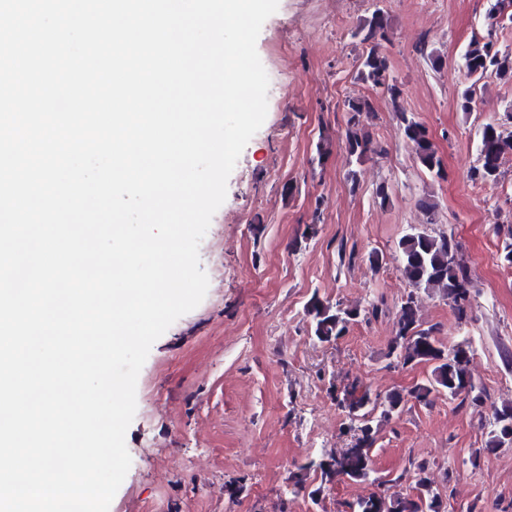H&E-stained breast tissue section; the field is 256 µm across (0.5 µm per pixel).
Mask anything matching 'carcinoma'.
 Listing matches in <instances>:
<instances>
[{
    "mask_svg": "<svg viewBox=\"0 0 512 512\" xmlns=\"http://www.w3.org/2000/svg\"><path fill=\"white\" fill-rule=\"evenodd\" d=\"M386 19L379 11L360 26L355 37L365 46L358 68V77L365 83L382 89L388 103L395 107L402 95V88L390 75L388 57L378 49L377 37L384 36ZM462 69L468 85L461 91L458 107L463 112L475 111L479 92L485 89L481 82L488 79H512V53L502 50L488 38H474L463 55ZM349 112L343 144L351 159L359 163L374 150L371 139L360 133L363 116L373 112L371 99L362 97L344 103ZM402 134L411 146L419 164L429 173L444 177L445 167L438 147L426 126L406 112L398 114ZM512 109L506 111V121L493 120L484 123L477 132V164L470 170V178L476 182L495 183L500 177V158L512 153ZM495 233L502 238L499 260L512 267V224L494 225ZM396 257L399 270L411 291L402 300L396 315L394 336L388 345L387 358L396 366L430 363L432 376L410 388L394 389L384 394L372 393L363 382L354 377L347 383L329 387L336 408L344 417L341 431L350 437V446L343 449L340 458H311L285 478V487L296 492L303 485L308 472L320 476L324 483L377 481L372 462V449L376 443L377 429L369 416L375 412V403L382 402L379 417L386 419L402 411L408 404L430 405L438 390H443L458 406L482 402L481 393L469 372L471 348L461 344L453 358H448V347L436 336L438 327L426 328L420 323L417 309L418 293L440 288L452 301L456 318L461 322L470 319L472 313V280L463 247L453 235H432L412 226L398 240ZM382 301L373 297L362 307L332 305L314 296L307 305V314L316 339L321 343L335 342L344 336L349 327L368 320L381 312ZM485 449L492 450L512 443V407L495 408L489 422ZM429 462L409 461L407 473L413 478V493L397 496L385 502L373 494L366 499L345 503V512H441L442 496L426 489L429 481Z\"/></svg>",
    "mask_w": 512,
    "mask_h": 512,
    "instance_id": "1",
    "label": "carcinoma"
}]
</instances>
